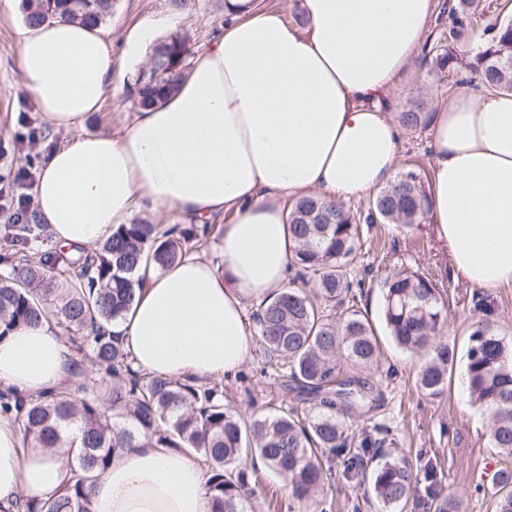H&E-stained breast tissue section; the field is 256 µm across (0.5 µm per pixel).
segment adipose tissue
Segmentation results:
<instances>
[{"mask_svg":"<svg viewBox=\"0 0 512 512\" xmlns=\"http://www.w3.org/2000/svg\"><path fill=\"white\" fill-rule=\"evenodd\" d=\"M306 26L255 6L194 51L164 104L137 109L109 132L43 155L35 216L53 243L86 249L136 206L170 208L183 223L230 215L221 262L187 257L150 277L112 333L134 366L200 381L249 358L246 304L283 287L295 246L290 199L379 191L398 174L396 81L429 27L432 0H302ZM25 89L51 130L99 109L113 82L103 25L56 17L17 29ZM429 222L455 276L512 282V94L449 92L427 117ZM75 344L50 322L0 339V391L25 399L72 383ZM65 460L21 443L0 419V507L58 494ZM92 512H211L203 459L144 440L89 484Z\"/></svg>","mask_w":512,"mask_h":512,"instance_id":"1","label":"adipose tissue"}]
</instances>
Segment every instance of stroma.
Masks as SVG:
<instances>
[{
    "mask_svg": "<svg viewBox=\"0 0 512 512\" xmlns=\"http://www.w3.org/2000/svg\"><path fill=\"white\" fill-rule=\"evenodd\" d=\"M165 16L171 17L172 24L160 29V36L171 31L185 32L199 48L210 45L224 30V12L217 0H194L189 9L176 7L174 0H112V13L105 27L112 42L115 75H122L127 69V34L144 20ZM19 21V15L9 10L6 0H0V137L10 144L7 157L0 160L1 174L36 169L42 154L75 135L48 130L34 99L19 80L15 53ZM431 68L422 54H415L397 80L395 95L402 105L421 98L431 106L456 88L455 77L437 76ZM133 109L127 95L106 92L100 108L79 132L110 131ZM363 236L366 243L356 262L358 277L371 282L385 270L402 265L432 277L447 307L448 332L455 339L457 351L465 352L476 290L452 275L448 258L438 249L429 223L409 230L393 224H367ZM381 306V294L376 289L366 291L358 302L359 309L377 324L381 369L375 378L380 382L382 396L362 410L354 429L387 424L396 440L395 452L411 460L417 453H424L441 471L446 492L462 498L466 512H493L495 489L484 466L496 461L497 456L488 442L485 415L468 402L464 359H457L443 395L425 398L416 387L415 377L427 355L404 351L392 342L380 323ZM262 361L261 348H253L238 374L222 380L227 407L242 416L267 412L271 400L285 408L293 404L277 375L263 370ZM324 493L333 502L332 512H383L363 483L329 481Z\"/></svg>",
    "mask_w": 512,
    "mask_h": 512,
    "instance_id": "35a3bbf8",
    "label": "stroma"
}]
</instances>
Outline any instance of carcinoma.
Listing matches in <instances>:
<instances>
[{
  "mask_svg": "<svg viewBox=\"0 0 512 512\" xmlns=\"http://www.w3.org/2000/svg\"><path fill=\"white\" fill-rule=\"evenodd\" d=\"M25 20L40 24L58 15L106 23L111 0H23ZM448 49L435 55L439 69L470 74L485 91L512 92V22L482 23L475 0H446ZM189 35L172 33L153 48L138 73L132 95L137 107L162 103L189 55ZM401 126L415 129L422 112L400 113ZM429 191L415 169H404L393 184L363 210L321 195L300 198L288 213L296 243L295 270L284 291L261 303L252 316L261 337L264 364L287 367L282 387L297 406L276 414L244 418L224 404V386L164 378L133 367L119 337L101 330L135 302L152 270H163L206 245L214 225L120 224L101 247L69 259L30 251L44 225L26 224L11 237L13 251L0 255V337L15 326L52 320L80 343L84 357L74 372L72 391L57 397L17 401L0 392V416L21 425L23 442L65 448L71 461L64 492L45 501L27 500L17 512H92L87 482L105 470L119 451L140 438L186 448L204 458L210 473L212 512H252L258 471L243 455L260 457L287 481L301 507L323 490L327 474L320 458L342 457L346 481L370 482L386 509L434 503V512H465L463 501L444 493L436 466L418 455L416 464L389 456V428L375 424L359 435L347 421L379 399L376 386L359 376L378 366L380 349L369 320L357 309L353 264L361 248V225L421 224ZM382 316L397 346L427 352L416 376L422 394L441 395L456 362L455 341L443 335L447 309L437 284L425 274L401 268L382 275ZM478 317L469 325L466 389L472 406L488 417V438L512 457V342L492 320L488 296H476ZM381 460L367 471L365 458ZM499 487L494 512H512V469L495 475Z\"/></svg>",
  "mask_w": 512,
  "mask_h": 512,
  "instance_id": "carcinoma-1",
  "label": "carcinoma"
}]
</instances>
